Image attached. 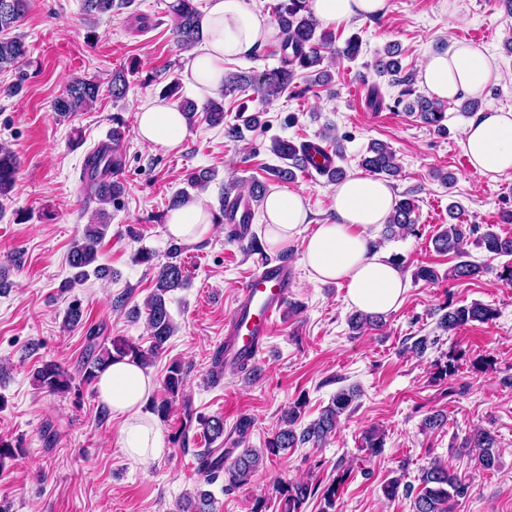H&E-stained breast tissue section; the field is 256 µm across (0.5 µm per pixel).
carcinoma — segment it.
<instances>
[{"label": "carcinoma", "instance_id": "obj_1", "mask_svg": "<svg viewBox=\"0 0 512 512\" xmlns=\"http://www.w3.org/2000/svg\"><path fill=\"white\" fill-rule=\"evenodd\" d=\"M134 0H83V12L89 19L101 15H119L131 6ZM29 0H0V69L15 67L28 53V46L20 35H10L28 10ZM169 8L175 17L174 38L184 49H190L201 42L199 27L200 12L195 0H173ZM280 34L276 54L279 66L258 72L227 71L224 73V93H233L246 88L253 90L262 102H269L289 89L303 94L312 87L325 86L331 81V74L322 69L324 53H334L348 60L355 59L361 49L359 37L352 36L344 47L335 46V35L320 28L319 20L309 6V0H280L274 7ZM379 76H390L392 84L401 87L400 96H410L405 109L418 114L419 118L439 135L448 133L445 121L446 105L436 97L414 94L413 72L404 68L398 45L386 46L383 54L374 63ZM302 80L304 87L298 88L296 80ZM100 84L94 78H76L70 82L63 96L53 103L56 114L62 118L83 111L98 99ZM178 107L188 122L192 123L197 112L204 113L205 121L211 126L224 123V103L210 100L203 107H197L192 101L183 100ZM112 145L99 146L90 151L84 161L82 181L90 190V196L102 205L95 212V223L85 226L82 236L75 240L69 250L68 262L73 271L72 277L60 285L65 293L77 282H83L92 276L103 279L110 275L107 267L98 263V246L109 228V214L103 206L117 200L124 193V184L120 174L124 168L123 147L124 131L120 119H112ZM260 125L259 113H254L243 120V125L229 124L224 127V137L230 141H242L244 131ZM321 154L332 164L326 177L330 182L341 181L345 173L335 165V159L343 157V145L335 135L324 132L320 135L319 145L310 142L295 144L293 141L275 137L271 140V152L284 161V165L270 169V175L283 182L295 180V170L305 168V156L310 151ZM361 167L374 176L394 178L399 174V165L395 153L382 142H373L361 159ZM19 172L18 161L14 153L6 146H0V199H8ZM267 195V185L260 180L253 181L245 198L259 207ZM417 206L411 192L407 191L395 201L392 214L384 226V238L387 240L416 234ZM478 235V241L489 258L512 256V237H502L491 229L479 232L476 224H450L439 232L433 245L437 252L452 253L460 261L448 272L456 279H472L482 273V267L472 261L463 259L462 245L467 237ZM181 247L172 245L168 260L155 266L154 287L144 304L149 336L148 349L143 350L122 338L104 335L101 326H91L86 330L84 360L79 374L81 381L91 385L98 380L99 373L113 360L131 357L147 365L166 347L173 336L176 326L168 310L166 296L187 285L188 274L180 260ZM495 317V311L481 303L448 307L439 318L438 327L444 331H453L472 322L485 323ZM382 323L379 315L356 311L350 316L351 328L359 333L378 327ZM224 346H217L211 354L209 375L215 382L224 377ZM37 384L50 393H66L72 388L75 378L62 366L45 362L35 372ZM187 384V371L179 361H173L167 367L163 386L167 397L151 404V411L159 418L169 417L172 402L182 398L183 420L176 432V441L182 448L189 445V433L200 429L208 443L206 448L194 450L196 471L200 477L201 487L186 495L176 504V512H216L214 494L207 490L219 478H224L223 491L230 492L251 482L263 459L279 456L290 448L312 444L319 446L336 432L341 417L350 411L356 394L350 390H340L325 406L318 417L305 427H298L305 402L298 400L289 405L281 414V426L266 441L265 448L258 451L245 448L235 454L233 450L223 451L224 418L220 415H205L194 412L191 401L184 396ZM219 447H213V444ZM464 448L476 450L478 464L491 470L497 463V440L488 430L473 432L462 444ZM363 448L368 455L374 456L383 448V438L375 430L365 432ZM344 481L340 477L319 487V484L299 481L282 482L273 485L275 497L281 505V512H304L310 499L320 496L321 512H336L339 486ZM466 484L461 477L448 471L439 464H432L423 470L421 489L413 498V512H451L454 498L464 495Z\"/></svg>", "mask_w": 512, "mask_h": 512}]
</instances>
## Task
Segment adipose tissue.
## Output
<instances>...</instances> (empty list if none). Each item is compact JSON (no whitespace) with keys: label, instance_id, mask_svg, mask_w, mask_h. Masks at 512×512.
Segmentation results:
<instances>
[{"label":"adipose tissue","instance_id":"adipose-tissue-1","mask_svg":"<svg viewBox=\"0 0 512 512\" xmlns=\"http://www.w3.org/2000/svg\"><path fill=\"white\" fill-rule=\"evenodd\" d=\"M316 18L325 26L386 15L389 0H310ZM202 43L185 55L184 75L201 96L224 86V63L251 54L275 33L270 20L249 10L244 0H208L200 20ZM421 84L434 96L452 100L482 93L497 80L495 64L482 47L456 41L430 53L419 72ZM135 124L140 140L152 147L172 149L187 135L186 119L175 104L156 98L137 107ZM461 145L471 168L488 180L512 173V112L492 107L476 112L462 131ZM394 194L385 181L351 175L331 194L333 218L302 237L310 210L304 193L271 191L264 201L268 238L275 245L303 239V265L310 281H334L346 288L349 306L386 314L403 302L407 278L399 266L375 246L374 232L392 212ZM210 206L193 200L171 210L166 229L184 242L202 240L211 230ZM100 401L121 416L118 443L138 462L163 455L161 432L148 419L146 405L157 384L135 361L112 363L97 381Z\"/></svg>","mask_w":512,"mask_h":512}]
</instances>
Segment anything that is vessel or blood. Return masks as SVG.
Wrapping results in <instances>:
<instances>
[{
  "instance_id": "1",
  "label": "vessel or blood",
  "mask_w": 512,
  "mask_h": 512,
  "mask_svg": "<svg viewBox=\"0 0 512 512\" xmlns=\"http://www.w3.org/2000/svg\"><path fill=\"white\" fill-rule=\"evenodd\" d=\"M295 276L285 260L262 264L242 285L232 315L224 323V354L234 366L255 361L290 295Z\"/></svg>"
}]
</instances>
